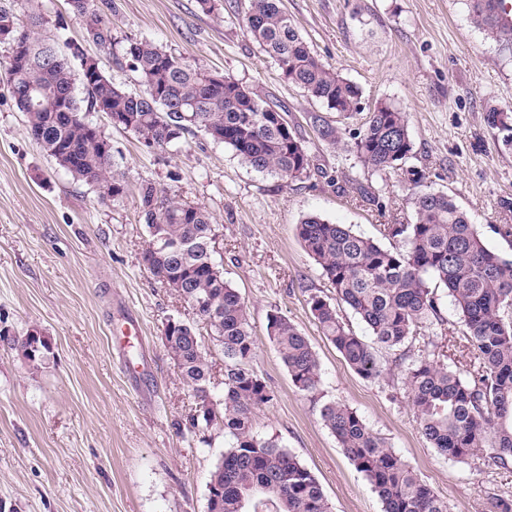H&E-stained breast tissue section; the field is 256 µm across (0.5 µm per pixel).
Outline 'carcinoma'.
<instances>
[{
	"mask_svg": "<svg viewBox=\"0 0 512 512\" xmlns=\"http://www.w3.org/2000/svg\"><path fill=\"white\" fill-rule=\"evenodd\" d=\"M495 2L469 0L470 19L487 38L509 49L512 28L500 25ZM69 3L86 18L96 44L128 61L143 90L130 93L107 76L83 83L71 58L39 36L42 17L34 13L27 28L15 27L30 42L28 58L6 62L3 72L19 93L29 95L20 108L29 136L59 167L92 185L99 199L124 191V175L104 159V140L87 127L88 113L101 104L120 115L121 129L148 148H164L201 130L258 172L286 183L310 176L304 141L262 111L270 102L255 89L230 76L215 83L149 40L130 39L118 53V41L95 0ZM240 7L247 32L276 61L286 81L346 119L359 111V88L311 51L280 0H241ZM79 87L83 98L76 93ZM486 121L512 145L511 112L493 109ZM352 149L376 172H401L414 189V213L407 224L380 225L389 247L318 215L298 224L302 244L335 292L333 302L317 293L309 296L318 328L357 375L380 381L391 368L378 349H399L443 325L435 286L447 288L464 327L468 368L459 371L434 350L414 356L405 368L408 398L423 436L440 455L507 470L512 467V257L488 249L476 225L447 194L419 189L424 175L406 165L413 142L401 108L389 102L375 106L354 134ZM141 218L150 237L142 265L165 287L200 305L205 334L224 354V381L217 387L200 328L175 318L166 322L165 347L195 402L188 431L204 435L218 427L232 437L210 474L215 499L207 502V512H243L245 503L259 495L275 504V512H330L315 476L275 438L253 431L256 410L273 394L250 366L256 340L249 308L214 258L217 225L210 214L201 206L160 197L145 184ZM338 303L361 319L372 340L346 325ZM267 331L293 384L317 391L321 370L308 337L277 309L267 314ZM28 339L0 336V342L35 364L49 346L42 341L41 351L33 352ZM321 418L367 477L384 512H448V502L356 410L327 403Z\"/></svg>",
	"mask_w": 512,
	"mask_h": 512,
	"instance_id": "carcinoma-1",
	"label": "carcinoma"
}]
</instances>
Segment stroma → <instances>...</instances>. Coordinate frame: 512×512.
Wrapping results in <instances>:
<instances>
[{
    "label": "stroma",
    "instance_id": "1",
    "mask_svg": "<svg viewBox=\"0 0 512 512\" xmlns=\"http://www.w3.org/2000/svg\"><path fill=\"white\" fill-rule=\"evenodd\" d=\"M311 50L359 87L360 110L340 117L285 81L277 63L248 36L234 0L203 11L197 0H113L116 40L148 39L203 72L256 88L285 110L311 156L308 178L286 183L253 170L204 132L164 148H145L106 113L91 120L112 144L125 175L120 196L99 200L28 135L25 117L0 79V333L39 330L50 347L37 365L0 345V512H206L208 481L229 448L223 431L206 438L186 424L194 399L162 341L168 318L196 321L194 310L141 264L148 233L139 189L204 207L218 226L224 276L250 308L256 336L251 367L274 398L254 429L280 444L318 479L331 512H383L369 481L325 427L330 402L356 410L367 425L447 500L450 512H491L512 496V469L490 470L446 459L422 435L404 376H358L319 332L311 292L333 289L301 244L306 216L352 225L378 237L383 224L410 222L413 206L397 174L364 166L353 134L377 103L408 114L410 165L429 189L447 193L476 224L484 244L512 255V146L485 121L512 109V51L472 24L467 0H282ZM17 17L35 11L40 34L60 50L78 45L97 56L107 77L140 92L127 61L89 40L86 20L68 0H13ZM321 116L342 142L323 140ZM434 343L465 369L463 327L445 288ZM286 315L317 352L321 383L299 391L267 333L270 310ZM140 322L141 369L129 376L110 336L128 316Z\"/></svg>",
    "mask_w": 512,
    "mask_h": 512
}]
</instances>
